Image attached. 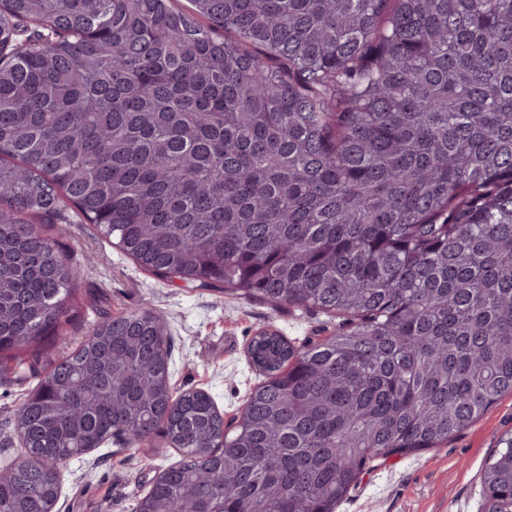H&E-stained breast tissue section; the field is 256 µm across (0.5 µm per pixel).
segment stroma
<instances>
[{"instance_id":"obj_1","label":"stroma","mask_w":512,"mask_h":512,"mask_svg":"<svg viewBox=\"0 0 512 512\" xmlns=\"http://www.w3.org/2000/svg\"><path fill=\"white\" fill-rule=\"evenodd\" d=\"M42 229L78 274L52 358L76 349L102 317L150 312L163 326L171 388L207 392L228 419L239 415L264 380L249 362L253 336L272 330L299 346L331 335L342 321L336 313L275 308L230 291L153 275L91 224L52 219ZM35 385L32 378L0 379V465L24 452L14 422ZM507 432H512V394L437 448L371 464L337 512H483L482 470L497 438ZM180 459V450L166 446L163 436L139 444L112 436L60 466L56 510L134 512L159 473Z\"/></svg>"}]
</instances>
